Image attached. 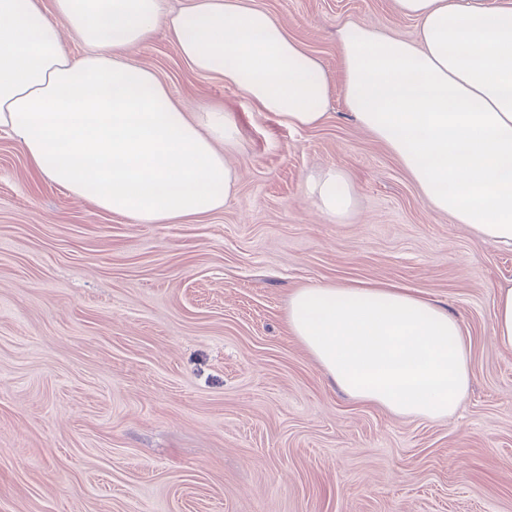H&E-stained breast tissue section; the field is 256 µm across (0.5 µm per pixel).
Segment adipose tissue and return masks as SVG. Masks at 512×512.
<instances>
[{
	"mask_svg": "<svg viewBox=\"0 0 512 512\" xmlns=\"http://www.w3.org/2000/svg\"><path fill=\"white\" fill-rule=\"evenodd\" d=\"M395 5L417 20L416 41L366 22L340 31L345 106L433 210L512 247V0ZM160 28L193 70L289 126L319 125L329 95L320 61L254 0H185L176 13L167 0H0V129L38 175L134 224L222 210L235 186L232 114L186 111L123 57ZM306 192L336 222L353 207L350 177L333 168L308 175ZM288 325L345 393L394 416L443 420L468 392L460 320L399 286L298 289Z\"/></svg>",
	"mask_w": 512,
	"mask_h": 512,
	"instance_id": "ef3b65f1",
	"label": "adipose tissue"
}]
</instances>
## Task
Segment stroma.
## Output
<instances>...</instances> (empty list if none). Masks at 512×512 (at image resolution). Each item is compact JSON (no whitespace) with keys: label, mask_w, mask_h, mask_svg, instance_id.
Instances as JSON below:
<instances>
[{"label":"stroma","mask_w":512,"mask_h":512,"mask_svg":"<svg viewBox=\"0 0 512 512\" xmlns=\"http://www.w3.org/2000/svg\"><path fill=\"white\" fill-rule=\"evenodd\" d=\"M328 72L295 128L201 74L165 30L126 51L191 112L235 113L223 211L132 224L29 168L0 132V512H512V351L492 337L512 250L432 210L347 111L339 29L406 40L394 0H256ZM354 182L334 223L304 179ZM389 282L459 316L471 389L443 422L344 394L288 327L315 284Z\"/></svg>","instance_id":"stroma-1"}]
</instances>
